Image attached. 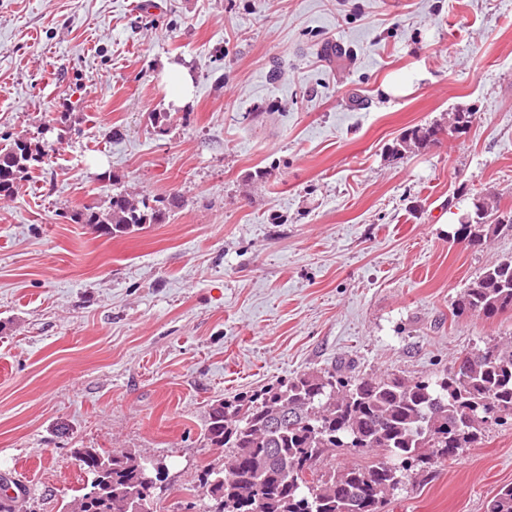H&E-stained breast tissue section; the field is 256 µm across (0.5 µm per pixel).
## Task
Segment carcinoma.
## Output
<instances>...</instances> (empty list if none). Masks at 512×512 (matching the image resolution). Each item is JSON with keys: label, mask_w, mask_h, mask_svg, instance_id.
I'll return each instance as SVG.
<instances>
[{"label": "carcinoma", "mask_w": 512, "mask_h": 512, "mask_svg": "<svg viewBox=\"0 0 512 512\" xmlns=\"http://www.w3.org/2000/svg\"><path fill=\"white\" fill-rule=\"evenodd\" d=\"M440 126L414 127L391 149L438 142ZM52 146L17 138L0 145V198H11L46 163ZM176 199L133 201L115 187L107 206H90L71 220L101 235L122 236L164 224ZM512 233V210L480 201L456 230L473 248ZM512 311V257L498 261L464 289L454 314L487 319ZM512 416V344L491 340L461 353L436 379L396 373L360 374L334 365L303 372L284 384L208 410L204 434L224 449V468L203 467V512H383L388 497L437 463L452 461L480 439L483 426ZM369 461L336 468V451ZM79 469L97 478L63 506L80 500L83 512H150L156 495L140 482L141 458L132 452L76 449ZM487 512H512V484L500 488Z\"/></svg>", "instance_id": "carcinoma-1"}]
</instances>
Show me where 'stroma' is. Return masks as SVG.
Returning a JSON list of instances; mask_svg holds the SVG:
<instances>
[{
    "label": "stroma",
    "instance_id": "obj_1",
    "mask_svg": "<svg viewBox=\"0 0 512 512\" xmlns=\"http://www.w3.org/2000/svg\"><path fill=\"white\" fill-rule=\"evenodd\" d=\"M458 109L466 132L391 157ZM42 127L51 161L0 199V483L23 512L90 483L77 448L163 459L151 512H185L224 464L214 400L338 362L432 375L512 336L511 312L453 314L512 256L454 237L479 197L512 205V0H0V136ZM116 184L181 205L114 238L72 221ZM507 484L512 420L386 512H487ZM163 72L170 101L176 106L190 101L194 83L190 69L183 64L164 62ZM441 128L437 124L414 127L406 131L391 149L393 158H399L406 153L411 147L418 149H426L430 145L438 142V133Z\"/></svg>",
    "mask_w": 512,
    "mask_h": 512
}]
</instances>
